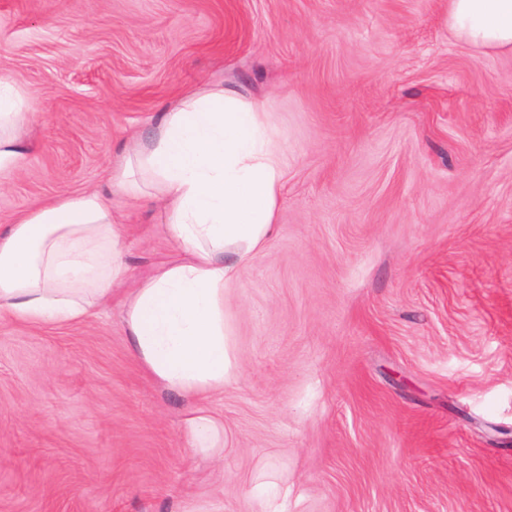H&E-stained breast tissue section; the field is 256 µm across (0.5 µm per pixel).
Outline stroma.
Instances as JSON below:
<instances>
[{"instance_id": "1", "label": "stroma", "mask_w": 512, "mask_h": 512, "mask_svg": "<svg viewBox=\"0 0 512 512\" xmlns=\"http://www.w3.org/2000/svg\"><path fill=\"white\" fill-rule=\"evenodd\" d=\"M448 0H0V76L32 93L0 226L105 189L129 134L225 82L284 147L277 225L224 290L236 371L198 406L132 356L131 288L180 259L116 204L123 285L71 325L0 317V512H512V53ZM184 419V432L193 458L212 459L224 450V423L200 408H190Z\"/></svg>"}]
</instances>
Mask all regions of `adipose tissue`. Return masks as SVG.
Returning a JSON list of instances; mask_svg holds the SVG:
<instances>
[{
  "label": "adipose tissue",
  "instance_id": "obj_1",
  "mask_svg": "<svg viewBox=\"0 0 512 512\" xmlns=\"http://www.w3.org/2000/svg\"><path fill=\"white\" fill-rule=\"evenodd\" d=\"M448 29L466 44L512 53V0H448ZM29 93L0 78V182L23 163ZM283 151L265 110L221 83L185 94L149 136L131 135L108 189L61 194L0 227V314L33 325L92 316L127 272L113 201L150 198L182 261L134 289L123 322L133 356L187 398L223 390L224 288L276 227ZM187 453L210 459L224 424L200 408L184 419Z\"/></svg>",
  "mask_w": 512,
  "mask_h": 512
}]
</instances>
